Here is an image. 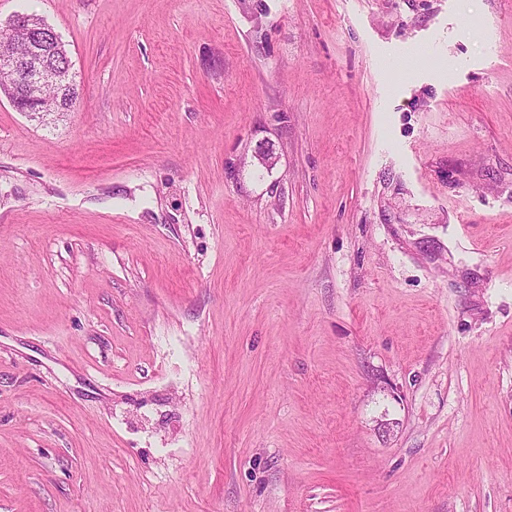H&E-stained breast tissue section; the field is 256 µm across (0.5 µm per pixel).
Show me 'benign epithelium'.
<instances>
[{"mask_svg":"<svg viewBox=\"0 0 512 512\" xmlns=\"http://www.w3.org/2000/svg\"><path fill=\"white\" fill-rule=\"evenodd\" d=\"M8 27L26 30L27 37L13 52L0 56V80L7 81L13 91L11 101L22 111L43 115V76L52 55L60 49L61 38L46 22L28 14L12 16Z\"/></svg>","mask_w":512,"mask_h":512,"instance_id":"obj_1","label":"benign epithelium"}]
</instances>
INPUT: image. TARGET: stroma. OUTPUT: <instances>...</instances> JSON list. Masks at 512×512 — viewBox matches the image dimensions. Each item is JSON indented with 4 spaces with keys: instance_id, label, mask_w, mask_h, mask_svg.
<instances>
[{
    "instance_id": "35a3bbf8",
    "label": "stroma",
    "mask_w": 512,
    "mask_h": 512,
    "mask_svg": "<svg viewBox=\"0 0 512 512\" xmlns=\"http://www.w3.org/2000/svg\"><path fill=\"white\" fill-rule=\"evenodd\" d=\"M18 13L0 512H512V0ZM33 16L16 14L6 25L24 29L28 35L13 52L0 56V80H7L13 91L11 102L16 101L23 112L49 115L41 107L43 76L52 55L60 49L61 38L46 22Z\"/></svg>"
}]
</instances>
